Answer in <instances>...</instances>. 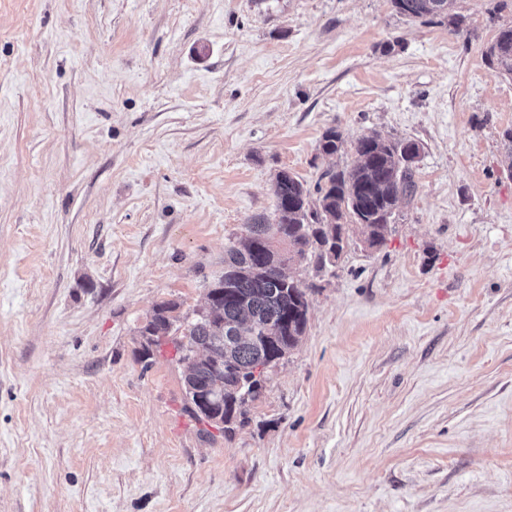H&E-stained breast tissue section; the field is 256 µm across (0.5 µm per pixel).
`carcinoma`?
Listing matches in <instances>:
<instances>
[{"label": "carcinoma", "instance_id": "cac0c4a2", "mask_svg": "<svg viewBox=\"0 0 512 512\" xmlns=\"http://www.w3.org/2000/svg\"><path fill=\"white\" fill-rule=\"evenodd\" d=\"M397 13L410 19L439 23L450 18L456 0H390ZM488 62L512 76V26L503 28L489 47ZM344 140L334 128L318 143L325 156L342 151ZM418 147L412 140L379 135L358 138L354 144L356 164L348 171L329 176L328 181L310 191L290 173L280 171L273 184L276 222L257 221L247 231L257 244L224 253V273L207 285L212 308L196 311L191 320L180 321L177 304L158 305L143 329L148 337L145 355L161 345L177 323L182 338L175 341L185 361L194 348H209L210 356L196 370V383L217 391L223 403L224 432L231 433L246 422L247 403L258 398L271 368L253 373L275 349L286 357L301 341L307 323L306 292L292 276V264L314 256L321 268L336 266L348 245L347 227H361L372 247H381L391 231V219L400 199L413 196L416 184L412 170L402 169V159ZM316 200H311V196ZM184 409L201 423L214 424L213 414L194 405L188 389H183Z\"/></svg>", "mask_w": 512, "mask_h": 512}]
</instances>
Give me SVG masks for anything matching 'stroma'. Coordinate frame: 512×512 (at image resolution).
<instances>
[{
    "label": "stroma",
    "mask_w": 512,
    "mask_h": 512,
    "mask_svg": "<svg viewBox=\"0 0 512 512\" xmlns=\"http://www.w3.org/2000/svg\"><path fill=\"white\" fill-rule=\"evenodd\" d=\"M455 10L0 0V512H512V0ZM370 132L422 148L385 245L294 265L301 342L197 423L153 308L193 316L276 174ZM390 2L397 13L410 19L437 20V23H442L450 17L455 26H459L462 22L460 16L451 14L456 0H390ZM486 57L505 74L512 76V26L503 28L489 47Z\"/></svg>",
    "instance_id": "stroma-1"
}]
</instances>
